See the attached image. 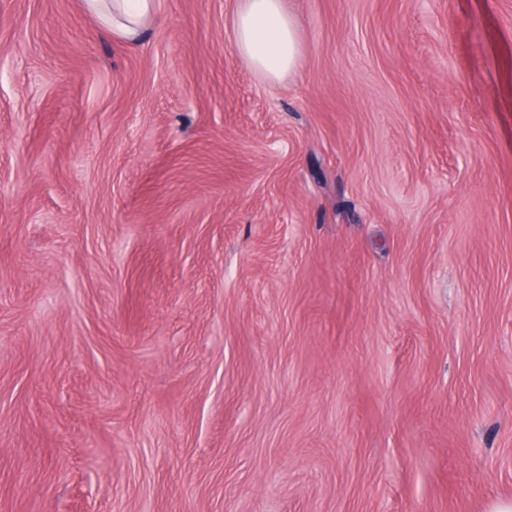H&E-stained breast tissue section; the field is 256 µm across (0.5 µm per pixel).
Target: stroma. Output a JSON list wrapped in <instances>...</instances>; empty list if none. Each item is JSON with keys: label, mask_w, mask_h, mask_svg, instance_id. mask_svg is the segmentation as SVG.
Segmentation results:
<instances>
[{"label": "stroma", "mask_w": 512, "mask_h": 512, "mask_svg": "<svg viewBox=\"0 0 512 512\" xmlns=\"http://www.w3.org/2000/svg\"><path fill=\"white\" fill-rule=\"evenodd\" d=\"M0 0V512L512 500V0ZM158 0H85L103 28L126 39H136L154 16ZM233 15V44L253 69L271 80L290 72L299 57L301 40L283 0H241Z\"/></svg>", "instance_id": "obj_1"}]
</instances>
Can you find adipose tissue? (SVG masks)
<instances>
[{"mask_svg":"<svg viewBox=\"0 0 512 512\" xmlns=\"http://www.w3.org/2000/svg\"><path fill=\"white\" fill-rule=\"evenodd\" d=\"M106 31L137 38L154 16L157 0H85ZM233 44L253 69L271 80L283 78L299 57L301 40L283 0H242L232 19Z\"/></svg>","mask_w":512,"mask_h":512,"instance_id":"obj_1","label":"adipose tissue"}]
</instances>
